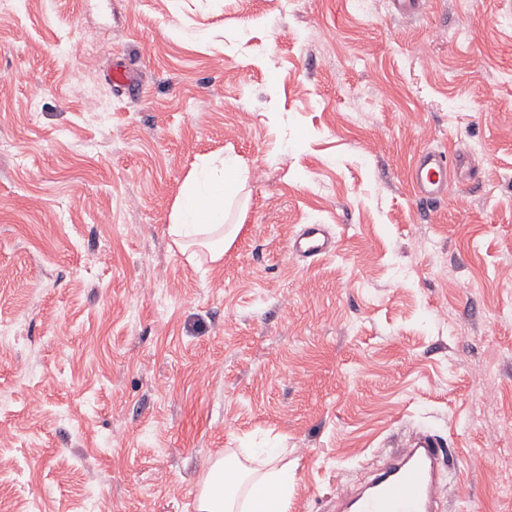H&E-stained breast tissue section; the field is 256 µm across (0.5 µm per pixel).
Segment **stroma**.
<instances>
[{
    "mask_svg": "<svg viewBox=\"0 0 512 512\" xmlns=\"http://www.w3.org/2000/svg\"><path fill=\"white\" fill-rule=\"evenodd\" d=\"M423 149L474 176L421 203ZM222 153L240 229L191 259L169 216ZM306 224L333 254L289 255ZM1 329L0 512H196L259 448L288 451V512H333L422 429L446 512H512V0H13ZM105 79L129 95L139 96L142 93L143 84L140 74L125 65L113 66L105 73Z\"/></svg>",
    "mask_w": 512,
    "mask_h": 512,
    "instance_id": "35a3bbf8",
    "label": "stroma"
}]
</instances>
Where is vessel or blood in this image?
I'll use <instances>...</instances> for the list:
<instances>
[{"label":"vessel or blood","mask_w":512,"mask_h":512,"mask_svg":"<svg viewBox=\"0 0 512 512\" xmlns=\"http://www.w3.org/2000/svg\"><path fill=\"white\" fill-rule=\"evenodd\" d=\"M106 80L130 95H141L142 78L124 65L113 66ZM464 153L454 157L433 150L421 151L409 171V179L420 202L446 199L455 171L466 170ZM334 243L322 225L308 224L288 243L291 256L315 261L332 253ZM442 450L429 431L412 433L389 460L377 467L360 487L347 486L336 494V512H441L444 487L440 481Z\"/></svg>","instance_id":"b4317fda"}]
</instances>
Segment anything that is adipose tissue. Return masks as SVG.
I'll use <instances>...</instances> for the list:
<instances>
[{
	"label": "adipose tissue",
	"mask_w": 512,
	"mask_h": 512,
	"mask_svg": "<svg viewBox=\"0 0 512 512\" xmlns=\"http://www.w3.org/2000/svg\"><path fill=\"white\" fill-rule=\"evenodd\" d=\"M247 172L236 157L201 158L182 186L169 217L168 234L179 250L209 249L212 260L224 255V223L232 196ZM264 495L280 512L288 508V467L278 456H268L264 469L221 457L202 479L196 498L197 512H249L255 495Z\"/></svg>",
	"instance_id": "obj_1"
}]
</instances>
